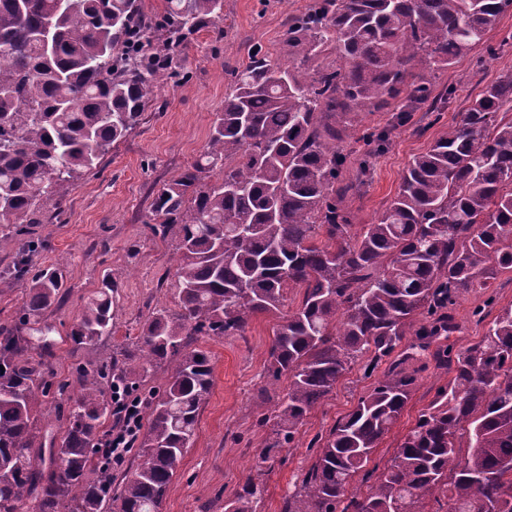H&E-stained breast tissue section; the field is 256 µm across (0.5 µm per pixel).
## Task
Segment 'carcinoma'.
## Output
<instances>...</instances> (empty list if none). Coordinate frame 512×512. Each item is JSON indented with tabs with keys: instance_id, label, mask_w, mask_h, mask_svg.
<instances>
[{
	"instance_id": "carcinoma-1",
	"label": "carcinoma",
	"mask_w": 512,
	"mask_h": 512,
	"mask_svg": "<svg viewBox=\"0 0 512 512\" xmlns=\"http://www.w3.org/2000/svg\"><path fill=\"white\" fill-rule=\"evenodd\" d=\"M0 0V225L50 224L68 193L100 168L112 144L140 121L169 67L164 48L221 17L224 0H167L161 19L135 0ZM512 0H321L288 20L286 42L302 61L334 45L338 63L304 76L251 55L233 71L203 153L160 188L153 234L174 236L178 309H155L133 347L77 369L79 390L61 443L44 457L40 397L48 388L23 358L14 331L0 327V512H103L109 483L90 478L112 403L104 388L137 387L174 364L149 392L136 465L112 495L117 512H162L171 480L194 443L213 385L200 336H242L251 317L276 315L288 291L297 309L282 318L269 350V380L288 381L262 421L261 449L294 442L307 415L365 358L363 376L389 363L339 420L283 512H512V307L480 341L433 353L452 373L398 443L375 482L354 476L391 431L418 382L397 351L410 332L417 348L458 329L457 297L512 272V71L478 95L460 121L413 158L375 224L355 232L340 185L346 156L336 142L362 112L392 109L399 123L432 112L424 69L479 46ZM65 287L62 264L35 269L19 324L47 335L45 311ZM107 279L69 336L77 345L112 334ZM466 444V458L457 448ZM264 476L248 477L224 512H254Z\"/></svg>"
}]
</instances>
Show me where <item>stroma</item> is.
<instances>
[{
    "label": "stroma",
    "instance_id": "1",
    "mask_svg": "<svg viewBox=\"0 0 512 512\" xmlns=\"http://www.w3.org/2000/svg\"><path fill=\"white\" fill-rule=\"evenodd\" d=\"M318 0H224L220 19L199 29L171 51L167 76L155 89L140 123L113 144L98 173L85 176L67 196L60 221L23 224L0 235V273L21 254L33 266L62 263L66 279L61 300L45 312L48 335L25 329L19 334L24 356L50 390L43 402L48 436L61 437L76 395V369L100 364L112 350L139 336L152 311L176 309L175 267L179 253L173 238L153 235L148 220L157 190L176 179L203 152L216 112L234 85L232 72L256 50L288 67L293 57L285 41L290 16L313 10ZM512 70V10L478 47L448 68L427 74L432 96H446L439 112H414L397 124L393 113L367 112L359 132L343 137L345 181L353 185L346 205L355 226L376 223L396 196L412 159L426 152L449 125L461 118L485 86ZM388 130L386 147L371 151L360 132ZM116 285L112 294V333L74 345L69 332L84 304L104 277ZM512 306V273L499 274L490 287L462 293L451 309L459 333L440 339L455 351L478 341L489 323ZM277 316L252 317L244 336H202L198 344L211 354L213 386L199 413L194 445L178 467L162 512H224L225 500L241 490L250 474L264 470L256 512H282L319 453L336 421L356 406L370 387L360 367H353L333 392L308 415L293 447L276 449L268 461L258 453L271 435L262 424L259 389L266 379L268 351ZM428 367L419 375L406 407L390 433L355 477L369 484L392 457L399 440L429 406L448 377L424 355Z\"/></svg>",
    "mask_w": 512,
    "mask_h": 512
}]
</instances>
